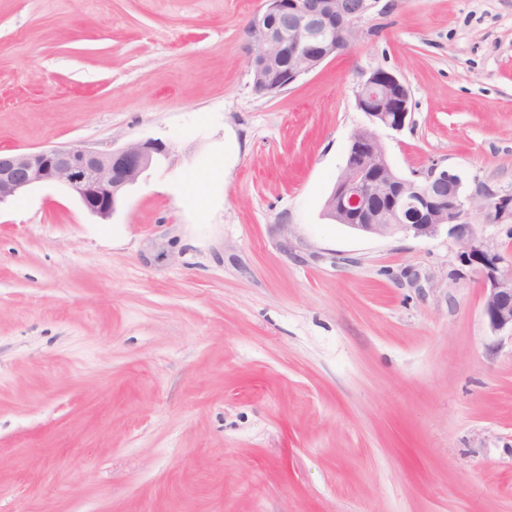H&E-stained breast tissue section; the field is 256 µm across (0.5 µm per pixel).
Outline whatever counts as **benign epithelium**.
Returning <instances> with one entry per match:
<instances>
[{"label": "benign epithelium", "instance_id": "benign-epithelium-1", "mask_svg": "<svg viewBox=\"0 0 512 512\" xmlns=\"http://www.w3.org/2000/svg\"><path fill=\"white\" fill-rule=\"evenodd\" d=\"M377 0H264L245 27L252 90L284 89L350 46L357 23ZM409 90L394 73L375 69L356 93L368 124L350 137L346 163L326 202L340 224L365 235L431 237L445 227L462 265L479 276L483 315L491 332L512 334V272L479 230L512 223V193L477 183L432 164L421 179L398 175L376 129L400 132L412 122ZM167 145L138 140L101 154L81 146L0 153V205L37 185L59 184L90 213L110 218L124 191L160 157Z\"/></svg>", "mask_w": 512, "mask_h": 512}]
</instances>
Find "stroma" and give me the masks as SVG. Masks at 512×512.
Masks as SVG:
<instances>
[{"instance_id":"obj_1","label":"stroma","mask_w":512,"mask_h":512,"mask_svg":"<svg viewBox=\"0 0 512 512\" xmlns=\"http://www.w3.org/2000/svg\"><path fill=\"white\" fill-rule=\"evenodd\" d=\"M262 0H0V152L155 138L106 220L0 205V512H512V337L447 233L325 201L374 69L378 129L512 191V0H377L351 47L251 88Z\"/></svg>"}]
</instances>
